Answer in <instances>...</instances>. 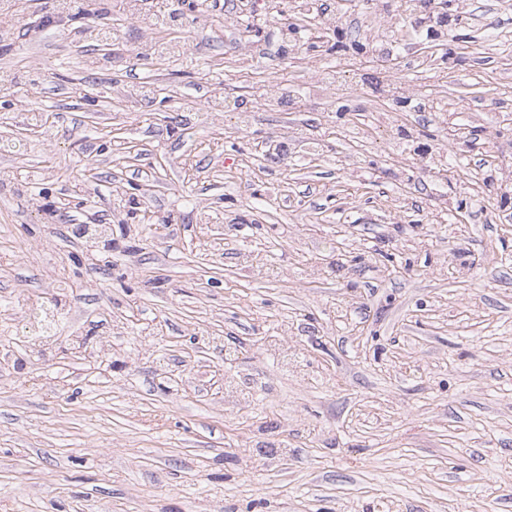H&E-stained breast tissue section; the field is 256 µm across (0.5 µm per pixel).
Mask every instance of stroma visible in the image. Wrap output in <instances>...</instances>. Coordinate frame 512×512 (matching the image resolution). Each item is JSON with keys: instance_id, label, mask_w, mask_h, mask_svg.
Segmentation results:
<instances>
[{"instance_id": "stroma-1", "label": "stroma", "mask_w": 512, "mask_h": 512, "mask_svg": "<svg viewBox=\"0 0 512 512\" xmlns=\"http://www.w3.org/2000/svg\"><path fill=\"white\" fill-rule=\"evenodd\" d=\"M86 2L0 13V512H512V9L417 112L364 52L327 99L281 0L243 68L219 0Z\"/></svg>"}]
</instances>
